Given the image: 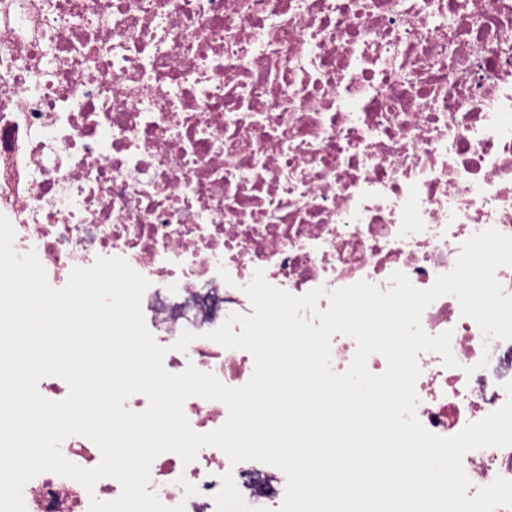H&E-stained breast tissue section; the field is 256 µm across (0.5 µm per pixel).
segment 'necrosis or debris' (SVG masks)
<instances>
[{
	"label": "necrosis or debris",
	"instance_id": "obj_1",
	"mask_svg": "<svg viewBox=\"0 0 512 512\" xmlns=\"http://www.w3.org/2000/svg\"><path fill=\"white\" fill-rule=\"evenodd\" d=\"M0 214L48 284L122 257L150 286L147 328L187 366L245 385L253 356L207 340L256 270L294 295L400 271L417 288L489 228L512 236V0H0ZM451 332L455 366L419 353L416 416L451 437L500 409L512 340L485 338L445 295L421 318ZM196 333L186 350L174 344ZM191 428L227 407L188 398ZM476 494L512 480V446L468 452ZM185 512H277L278 468L215 447L151 465ZM197 488L185 496L183 482ZM44 472L27 512L116 499Z\"/></svg>",
	"mask_w": 512,
	"mask_h": 512
}]
</instances>
